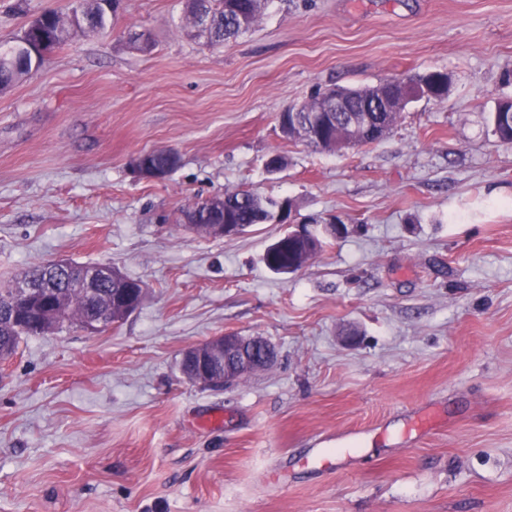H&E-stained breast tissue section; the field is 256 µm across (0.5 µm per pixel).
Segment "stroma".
Listing matches in <instances>:
<instances>
[{"label":"stroma","instance_id":"35a3bbf8","mask_svg":"<svg viewBox=\"0 0 512 512\" xmlns=\"http://www.w3.org/2000/svg\"><path fill=\"white\" fill-rule=\"evenodd\" d=\"M72 6L0 0V44ZM183 24L184 0H120L107 32L0 91V283L72 259L148 289L121 324L0 362V512H512V144L486 129L512 94V0H270L220 47ZM432 70L447 98L380 142L320 152L279 130L317 89ZM158 148L180 166L135 177ZM239 189L350 230L283 276L262 261L283 225L179 224ZM228 332L276 362L188 381L185 350Z\"/></svg>","mask_w":512,"mask_h":512}]
</instances>
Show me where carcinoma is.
Listing matches in <instances>:
<instances>
[{
  "label": "carcinoma",
  "mask_w": 512,
  "mask_h": 512,
  "mask_svg": "<svg viewBox=\"0 0 512 512\" xmlns=\"http://www.w3.org/2000/svg\"><path fill=\"white\" fill-rule=\"evenodd\" d=\"M117 5L118 0H76L66 25L60 23L59 13H43L39 29L24 31L17 45L0 49V90L14 85L42 64L41 44L60 49L79 34L105 31L108 17L116 11ZM266 5L267 0H186L184 26L206 36L212 44L222 45L253 28ZM448 88V74L432 72L413 83L404 96L393 92L386 83L346 88L342 104H336L333 97H315L303 110L331 117L335 121L332 129L338 133L349 132L351 117L368 116L367 129L358 131V138L368 144L385 137L383 131L392 130L412 100L422 98L427 91L442 100L448 96ZM375 99L386 101L385 111H370ZM488 124L498 141L512 143L511 96L498 99L489 113ZM144 163L147 169L166 177L179 167L180 156L163 155L152 150L144 153ZM279 204L278 200L264 198L249 190H237L193 201L180 210V215L181 219L195 223L196 230L208 234L216 224H241L247 228L269 224L274 220ZM327 239L329 236L319 230L304 238L288 230L279 237L278 247L267 249L264 264L277 274L289 267L297 271L323 249ZM83 267L85 264L73 262L69 264V271L57 272L49 263L41 262L32 265L21 278L14 279L16 283L21 279L39 282L46 293L30 308L26 324L13 322L8 316L0 319L1 359L7 360L15 355L27 337L42 334L45 324L51 320L60 329L66 323L82 327L105 316L112 301V292L118 291L119 282L115 281L110 286L99 283L96 292L90 293L73 284L83 273Z\"/></svg>",
  "instance_id": "carcinoma-1"
}]
</instances>
